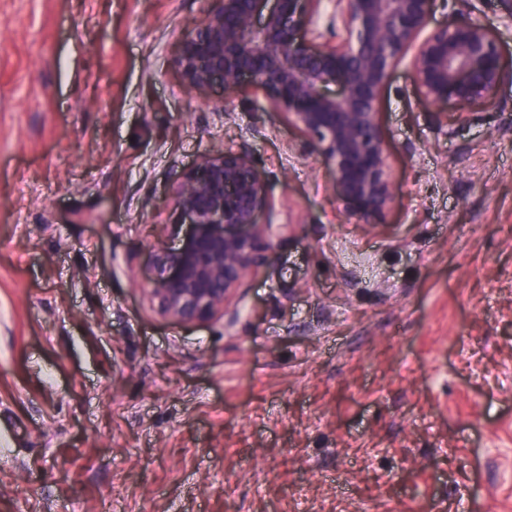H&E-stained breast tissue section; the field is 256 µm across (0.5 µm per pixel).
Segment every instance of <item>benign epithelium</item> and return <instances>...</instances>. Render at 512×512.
I'll return each instance as SVG.
<instances>
[{"instance_id":"7a95c632","label":"benign epithelium","mask_w":512,"mask_h":512,"mask_svg":"<svg viewBox=\"0 0 512 512\" xmlns=\"http://www.w3.org/2000/svg\"><path fill=\"white\" fill-rule=\"evenodd\" d=\"M214 2L182 40L177 64L185 87L260 89L332 169L344 212L365 224L379 223L394 200L377 107L404 60L420 93L437 106H491L512 80L493 33L512 27V0H498L493 26L470 18L432 30L435 0H336L328 27L341 22L343 35L334 41L317 27L319 0ZM336 81L343 92L327 93ZM174 203L189 229L178 247L156 248L153 301L182 324L217 315L235 322L231 299L288 234L286 224L257 222L270 198L249 148L205 157L178 179Z\"/></svg>"}]
</instances>
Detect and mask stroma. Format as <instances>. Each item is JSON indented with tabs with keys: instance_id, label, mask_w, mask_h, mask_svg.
Returning a JSON list of instances; mask_svg holds the SVG:
<instances>
[{
	"instance_id": "1",
	"label": "stroma",
	"mask_w": 512,
	"mask_h": 512,
	"mask_svg": "<svg viewBox=\"0 0 512 512\" xmlns=\"http://www.w3.org/2000/svg\"><path fill=\"white\" fill-rule=\"evenodd\" d=\"M210 0H0V512H512V86L378 105L346 217L262 92H188ZM247 144L286 241L184 325L149 290L180 176Z\"/></svg>"
}]
</instances>
